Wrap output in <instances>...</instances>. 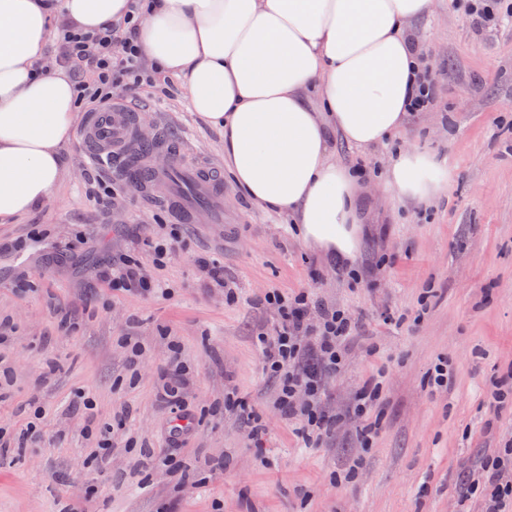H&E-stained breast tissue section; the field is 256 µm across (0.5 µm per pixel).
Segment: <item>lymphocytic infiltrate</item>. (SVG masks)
<instances>
[{
	"label": "lymphocytic infiltrate",
	"mask_w": 512,
	"mask_h": 512,
	"mask_svg": "<svg viewBox=\"0 0 512 512\" xmlns=\"http://www.w3.org/2000/svg\"><path fill=\"white\" fill-rule=\"evenodd\" d=\"M140 8H133L124 29L106 26L85 32L63 23L54 40L56 60L69 68L80 101L103 105L112 90L129 91L156 82V73L143 58L137 44ZM102 279L123 291L158 293V282L147 277L140 262L128 256L113 260ZM263 304L276 311L271 328L257 335L263 368L277 379V405L291 419L302 418L307 440H319L334 424L320 409L324 380L339 372L345 361V343L355 327L344 311L310 299L301 292L288 297L277 292L264 295ZM484 487L482 512H512V476H505L497 458H483L469 474L466 489Z\"/></svg>",
	"instance_id": "1"
}]
</instances>
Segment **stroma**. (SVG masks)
<instances>
[{
  "instance_id": "1",
  "label": "stroma",
  "mask_w": 512,
  "mask_h": 512,
  "mask_svg": "<svg viewBox=\"0 0 512 512\" xmlns=\"http://www.w3.org/2000/svg\"><path fill=\"white\" fill-rule=\"evenodd\" d=\"M466 0H435L414 28L437 84L434 105L396 142L363 152L338 133L337 162L374 177L355 266L305 242L286 215L257 209L224 184V221L181 224L112 178L90 195L82 135L64 155L53 196L0 224V512H481L458 488L481 457L512 440V410L494 411L493 383L512 386V21L477 30ZM141 130L164 127L193 162H224V134L181 92L116 88ZM444 159L448 180L429 211L376 179L397 148ZM177 230L180 250L156 265L148 241ZM136 254L166 296L117 292L98 275ZM220 261L232 281L207 285L195 261ZM344 309L356 323L344 368L325 380L336 426L306 446L276 407L255 344L271 326L269 291ZM142 346L132 358L123 339ZM186 373L166 375L170 342ZM448 386L435 389V364ZM384 375L370 450L350 412L363 380ZM245 399L260 441L227 398ZM92 411H85V402ZM112 425V461H91L89 420ZM38 436L25 437L27 426ZM176 453L187 478L162 464Z\"/></svg>"
}]
</instances>
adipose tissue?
<instances>
[{"instance_id":"ef3b65f1","label":"adipose tissue","mask_w":512,"mask_h":512,"mask_svg":"<svg viewBox=\"0 0 512 512\" xmlns=\"http://www.w3.org/2000/svg\"><path fill=\"white\" fill-rule=\"evenodd\" d=\"M47 0H0V224L49 200L75 132L67 71L37 63L53 27ZM131 0H63L86 31L123 23ZM434 0H151L140 45L182 80L192 111L224 132V164L258 208L288 215L303 238L354 262L370 185L336 163L337 130L367 150L404 127L423 75L412 28ZM437 156L400 150L384 185L431 201Z\"/></svg>"}]
</instances>
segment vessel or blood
I'll return each instance as SVG.
<instances>
[{
	"instance_id": "vessel-or-blood-1",
	"label": "vessel or blood",
	"mask_w": 512,
	"mask_h": 512,
	"mask_svg": "<svg viewBox=\"0 0 512 512\" xmlns=\"http://www.w3.org/2000/svg\"><path fill=\"white\" fill-rule=\"evenodd\" d=\"M86 156L95 163L106 159L119 163L125 177L140 188L145 201L165 196L175 217L182 223L198 221V202L207 199L213 211L210 221L224 220V192L218 169L188 163L182 145L152 138L151 152H144L136 110L124 100L92 112L84 129ZM165 153L167 166L155 165L153 156Z\"/></svg>"
}]
</instances>
